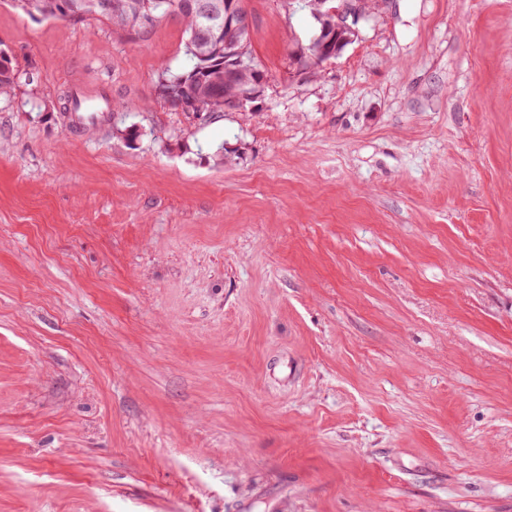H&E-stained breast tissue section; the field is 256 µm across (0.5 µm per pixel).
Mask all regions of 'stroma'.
<instances>
[{
    "label": "stroma",
    "instance_id": "1",
    "mask_svg": "<svg viewBox=\"0 0 512 512\" xmlns=\"http://www.w3.org/2000/svg\"><path fill=\"white\" fill-rule=\"evenodd\" d=\"M246 5L263 95L200 117L181 17L0 0V512H512V0L308 70ZM154 0H139V10H135L129 0H110V13L103 14L98 9L107 8V0L94 2L92 10L85 0H12L13 6L30 16L50 18H86L96 17L110 22L123 30L141 29L154 25L165 18L166 14L155 10ZM98 8V9H97Z\"/></svg>",
    "mask_w": 512,
    "mask_h": 512
}]
</instances>
